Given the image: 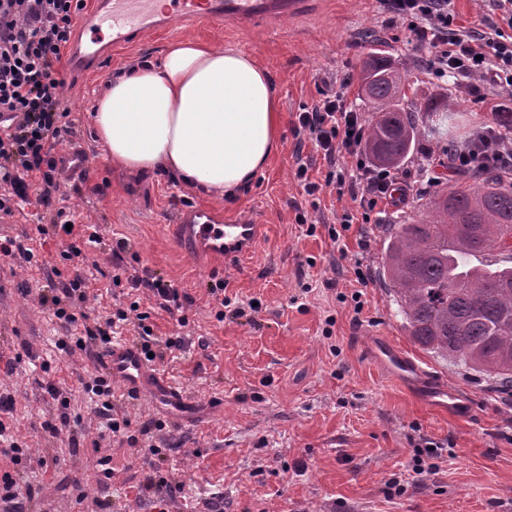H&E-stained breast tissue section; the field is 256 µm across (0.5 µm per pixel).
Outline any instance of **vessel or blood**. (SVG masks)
<instances>
[{"mask_svg": "<svg viewBox=\"0 0 512 512\" xmlns=\"http://www.w3.org/2000/svg\"><path fill=\"white\" fill-rule=\"evenodd\" d=\"M98 3L95 18L86 29L85 45L74 48L73 62L81 67L98 64L105 58L104 40L119 46L180 17H191L202 24L230 19L269 22L301 12L307 0H169L163 13L156 10L154 0H98ZM196 216V211L185 210L177 221L194 226L195 238L209 244L214 255L222 257L225 265H235L251 251L259 238V225L228 224L212 213L200 223ZM370 349L376 363L387 368L396 379L408 383L423 378V367L403 356L386 338H378L371 343ZM99 360L121 384L126 395L138 397L151 392L177 403L184 399L183 392L175 388L167 376L145 363L139 349L132 344H113L111 349L100 353ZM426 398L431 406L459 416H471L478 409L473 397L461 396L439 380L430 381Z\"/></svg>", "mask_w": 512, "mask_h": 512, "instance_id": "obj_1", "label": "vessel or blood"}]
</instances>
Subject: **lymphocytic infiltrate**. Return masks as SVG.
I'll list each match as a JSON object with an SVG mask.
<instances>
[{
	"instance_id": "lymphocytic-infiltrate-1",
	"label": "lymphocytic infiltrate",
	"mask_w": 512,
	"mask_h": 512,
	"mask_svg": "<svg viewBox=\"0 0 512 512\" xmlns=\"http://www.w3.org/2000/svg\"><path fill=\"white\" fill-rule=\"evenodd\" d=\"M382 2L427 52L434 77H489L498 87L512 91V0H487L496 17L487 31L459 27L452 0ZM85 7L86 0H0V216L11 215L21 205L53 209L49 224L36 227L41 236L53 227L65 230L74 220L73 215L54 210L53 202L61 189L56 149L76 133L64 94L63 59ZM295 125L325 160L324 183L348 188L361 206L374 207L396 184L397 173L368 164L362 151L366 121L348 104L343 91L323 94L311 108L296 114ZM458 162L463 167L477 164L511 170L512 139L480 134L460 150ZM112 284L143 289L155 309L179 324L187 323L177 289L162 278L125 267L113 275ZM87 300L80 275L61 294L39 296L40 304L53 305L58 319L82 325L80 336L63 347L70 357L93 342L102 349L111 346L110 334L117 323L139 326L150 317L133 303L114 316L94 321L83 308ZM80 385L83 392L97 397L96 411L107 429L136 445L128 420L112 414L111 377L97 371L81 379Z\"/></svg>"
}]
</instances>
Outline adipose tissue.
<instances>
[{
    "label": "adipose tissue",
    "instance_id": "ef3b65f1",
    "mask_svg": "<svg viewBox=\"0 0 512 512\" xmlns=\"http://www.w3.org/2000/svg\"><path fill=\"white\" fill-rule=\"evenodd\" d=\"M272 75L252 57L198 40L119 70L95 103L97 137L130 174L156 170L186 186L231 197L281 147Z\"/></svg>",
    "mask_w": 512,
    "mask_h": 512
}]
</instances>
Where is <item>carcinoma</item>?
<instances>
[{
  "label": "carcinoma",
  "mask_w": 512,
  "mask_h": 512,
  "mask_svg": "<svg viewBox=\"0 0 512 512\" xmlns=\"http://www.w3.org/2000/svg\"><path fill=\"white\" fill-rule=\"evenodd\" d=\"M402 79L379 52L362 64L361 93L373 112L364 150L381 166L403 164L421 136L447 140L456 109L448 98L402 106ZM508 239L512 174L476 170L391 225L381 267L414 343L502 384H512V255L500 259L495 249Z\"/></svg>",
  "instance_id": "obj_1"
}]
</instances>
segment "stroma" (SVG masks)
I'll list each match as a JSON object with an SVG mask.
<instances>
[{"label":"stroma","instance_id":"35a3bbf8","mask_svg":"<svg viewBox=\"0 0 512 512\" xmlns=\"http://www.w3.org/2000/svg\"><path fill=\"white\" fill-rule=\"evenodd\" d=\"M281 26L276 33L259 24L178 20L170 30L112 48L102 68L67 73L65 94L77 120L71 144L81 148L88 169L64 177L55 204L103 230L102 242L86 249L100 268L87 288L102 298L90 314L110 315L134 301L149 309L142 291L113 287L116 266L170 281L189 324L164 313L149 324L154 343L185 338L184 349L166 355L160 368L191 402L175 407L115 390L112 411L129 420L130 433L152 419L166 427L133 447L106 436L94 403L76 388L77 375L95 362L89 354L67 359L57 349L73 329L40 305L48 286L43 270L0 260V353L27 346L35 354L13 373L0 372V392L16 396V434L34 450L21 465L0 455V474L33 487L28 512H93L102 500L111 512H153L141 488L154 471L156 448L165 449L175 465L170 477L183 486L170 512H512V390L414 344L380 277L387 226L413 215L426 193L419 157L431 154L440 184H452L450 154L494 127L495 110H512V95L487 81L434 78L426 52L381 0H313L303 16ZM187 38L250 54L274 77L281 148L231 200L199 194L164 171L131 176L112 163L95 133L94 98L112 73ZM374 50L405 73V105L446 94L458 108L447 144L421 140L399 170V191L367 211L348 190L325 185L327 165L294 122L334 81L358 74ZM301 164L321 185L314 195L293 179ZM187 200L228 220L261 224L250 257L231 269L194 242L178 246L175 217ZM346 214L352 221L345 230ZM116 237L128 242L118 257L111 252ZM378 336L412 352L433 378L475 396L476 416L433 412L418 390L370 358L368 343ZM45 363L67 391L78 447L42 428L59 414L58 402L37 384ZM429 441L438 446L432 456L425 452ZM106 455L111 479L86 481ZM422 458L430 469L418 475Z\"/></svg>","mask_w":512,"mask_h":512}]
</instances>
